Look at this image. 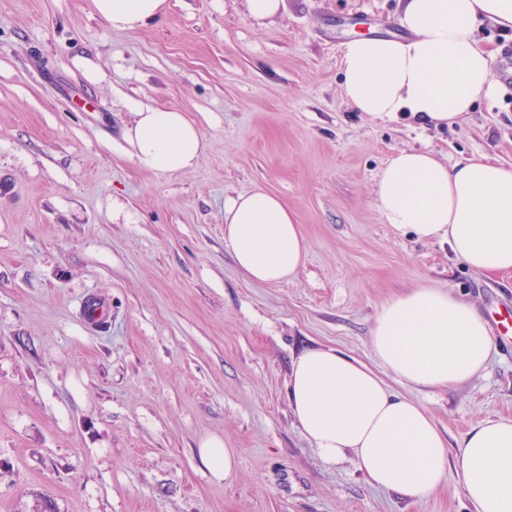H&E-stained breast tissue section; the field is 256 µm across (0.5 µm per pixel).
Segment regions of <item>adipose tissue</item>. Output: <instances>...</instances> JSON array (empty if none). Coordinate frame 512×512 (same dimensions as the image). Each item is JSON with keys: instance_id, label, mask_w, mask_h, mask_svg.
<instances>
[{"instance_id": "ef3b65f1", "label": "adipose tissue", "mask_w": 512, "mask_h": 512, "mask_svg": "<svg viewBox=\"0 0 512 512\" xmlns=\"http://www.w3.org/2000/svg\"><path fill=\"white\" fill-rule=\"evenodd\" d=\"M112 29L156 20L167 0H94ZM512 28V0H405L398 16L407 39L362 37L345 44L348 103L374 120L406 113L422 124L452 125L493 89L492 56L476 37L480 23ZM143 170L170 175L193 168L207 150L184 112L141 106L124 129ZM385 223L421 241L446 242L481 272L512 271V166L491 158L448 163L428 150H400L375 179ZM224 239L251 280L279 283L298 273L306 241L295 215L262 189L230 198ZM494 343L469 302L419 287L385 302L371 333L375 367L317 347L292 364L288 400L300 430L326 462L353 455L375 487L422 500L448 477L447 443L427 410L394 392L392 374L417 388L462 385L483 374ZM459 479L473 512H512V419H490L460 444Z\"/></svg>"}]
</instances>
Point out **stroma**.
Instances as JSON below:
<instances>
[{"instance_id": "1", "label": "stroma", "mask_w": 512, "mask_h": 512, "mask_svg": "<svg viewBox=\"0 0 512 512\" xmlns=\"http://www.w3.org/2000/svg\"><path fill=\"white\" fill-rule=\"evenodd\" d=\"M401 0H168L116 32L94 0H0V512H471L456 467L423 500L325 463L297 426L288 378L305 350L372 363L381 305L419 286L482 315L512 274L382 221L375 176L401 149L512 164V29L486 22L494 95L453 126L355 111L342 48L399 39ZM179 109L208 149L190 170H140L137 106ZM277 194L307 240L298 274L257 284L224 240V205ZM91 295L111 306L88 326ZM487 375L393 389L422 404L457 459L463 434L512 418V338ZM235 449L219 481L197 448Z\"/></svg>"}]
</instances>
